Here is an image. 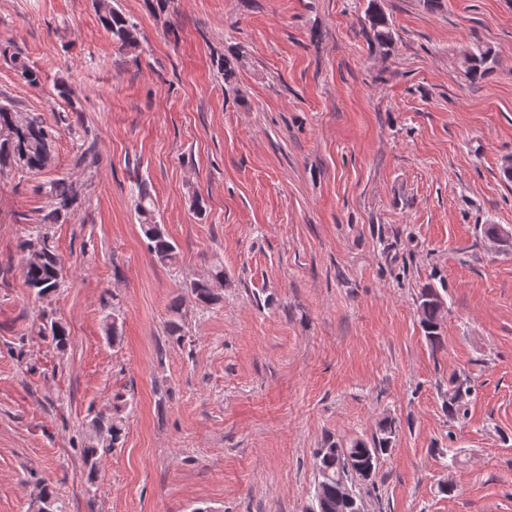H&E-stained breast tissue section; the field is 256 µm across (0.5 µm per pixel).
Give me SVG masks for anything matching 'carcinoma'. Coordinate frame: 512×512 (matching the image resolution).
<instances>
[{
	"mask_svg": "<svg viewBox=\"0 0 512 512\" xmlns=\"http://www.w3.org/2000/svg\"><path fill=\"white\" fill-rule=\"evenodd\" d=\"M99 20L114 42L125 49L139 47L137 24L126 14L112 7V0H94ZM369 24L371 46L385 50L392 46L393 30L389 19L377 4L371 0L366 11ZM16 75L32 87L41 84L40 72L28 64L18 53H3ZM467 74L473 80L482 79L492 72L491 52L478 43L468 48L464 56ZM217 72L224 76V83L234 84L236 68L234 63L219 56L214 59ZM55 130L49 127L36 113L23 114L10 103H0V173L17 169L30 174H39L52 165V144ZM137 215L147 247L153 257L165 264H173L177 259V246L165 231L164 225L155 220L154 200L145 184H138ZM47 194L50 198L47 210L40 213L39 223L58 224L65 221L74 211L77 193L73 185L64 179L50 182ZM23 253L25 282L36 296L45 297L60 287L63 279V266L59 256L50 249L48 243H33L23 240L19 243ZM224 281V265L216 261L209 275L194 280L187 290L201 306H209L219 300L216 285ZM444 301L438 291L428 286L422 289L418 310L420 323L426 340L433 346L442 342L440 328ZM44 334L51 337L58 348H64L69 341L66 326L52 320L44 326ZM471 387L451 377L445 392L444 407L448 419L455 421L466 413ZM396 434L393 421L385 420L379 426V434L372 442L353 441L349 447L332 445L330 451L315 452V479L312 502L309 512H355L354 506L344 499L343 484L354 479L368 481L376 475L378 464L383 456L392 451ZM125 437L124 419L121 417L97 418L91 422V435L82 455L88 462L98 454L99 449L117 447ZM56 498L50 486H41L37 495V512H55Z\"/></svg>",
	"mask_w": 512,
	"mask_h": 512,
	"instance_id": "1",
	"label": "carcinoma"
}]
</instances>
